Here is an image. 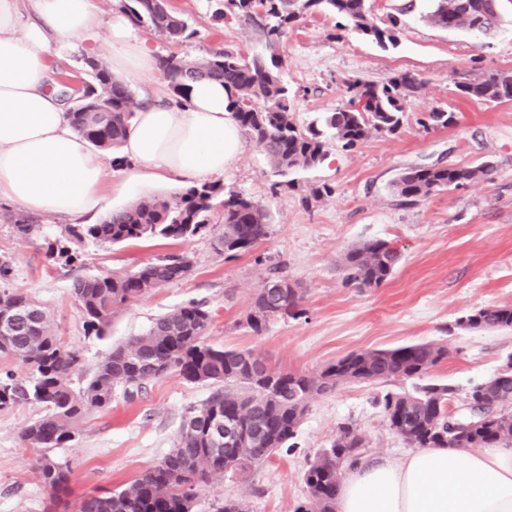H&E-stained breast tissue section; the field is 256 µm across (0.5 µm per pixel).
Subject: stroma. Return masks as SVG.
<instances>
[{
    "instance_id": "stroma-1",
    "label": "stroma",
    "mask_w": 512,
    "mask_h": 512,
    "mask_svg": "<svg viewBox=\"0 0 512 512\" xmlns=\"http://www.w3.org/2000/svg\"><path fill=\"white\" fill-rule=\"evenodd\" d=\"M370 0L375 23L399 16L396 47L384 50L351 29H337V16L315 11L289 28L277 54L295 93L293 119L306 127L347 106L350 78L383 82L410 73L424 86L410 98L408 121L394 135H377L353 149L334 142L317 168L277 182L264 153L245 143L219 181L257 201L270 214L268 237L251 252L231 257L210 225L187 240L141 239L119 244L85 242L75 260L60 256L69 243V221L36 215L29 237L5 219L0 204V260L11 272L0 286L29 295L51 317L61 342L81 358L74 385H83L112 347L144 334L154 319L184 302H203L210 314L208 343L251 353L267 366L315 372L353 351L391 349L413 343L446 346L448 355L431 369L429 380L452 385L448 411L460 415L471 385L495 375L512 355V330H465L458 321L487 305L512 306V101L489 103L461 97L455 84L486 71L512 73V0H498L500 22L489 35L443 30L427 23L432 0ZM193 35L178 47L144 27L136 28L157 55L178 51L199 58L216 49L250 57L265 40L254 24L231 15L224 0H169ZM83 43L53 52L49 78L62 96L86 77ZM435 108L458 115L456 125L424 129L418 119ZM442 162L494 166L488 181L401 203L392 191L406 166ZM129 168L109 169L101 195L106 212L146 197H169L178 188L159 181L143 187ZM326 184L331 196L310 199L312 187ZM372 239L402 253L400 265L380 287L346 285L344 254ZM187 255L185 278L132 298L117 308L106 338L85 334L71 294L75 279L129 273L158 258ZM284 268L303 296V317L275 318L262 335L246 324L253 299L273 267ZM412 380L349 382L317 395L290 450L245 471H229L197 490L200 512H215L224 499L248 512H295L307 495L302 474L316 452L328 447L339 423H352L365 439L371 459L398 457L407 444L382 421L377 397L411 392ZM214 391L170 374L145 382L134 398L116 390L110 408L85 414L73 446L55 449L71 463L69 489L53 498L38 466L39 454L24 444L21 431L43 410L31 404L0 409V512H75L85 495L131 484L174 447L191 407Z\"/></svg>"
}]
</instances>
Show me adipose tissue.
I'll use <instances>...</instances> for the list:
<instances>
[{
    "label": "adipose tissue",
    "mask_w": 512,
    "mask_h": 512,
    "mask_svg": "<svg viewBox=\"0 0 512 512\" xmlns=\"http://www.w3.org/2000/svg\"><path fill=\"white\" fill-rule=\"evenodd\" d=\"M115 71L137 78L159 58L120 10L95 0H0V202L68 217L99 211L106 164L72 128L47 81L55 47L95 41ZM243 148L224 85L187 81L180 99L154 97L136 112L120 146L133 176L191 183L223 174ZM336 512H512V447L417 448L350 469Z\"/></svg>",
    "instance_id": "1"
}]
</instances>
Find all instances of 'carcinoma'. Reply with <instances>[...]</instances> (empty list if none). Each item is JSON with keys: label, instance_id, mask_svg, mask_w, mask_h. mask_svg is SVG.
I'll return each instance as SVG.
<instances>
[{"label": "carcinoma", "instance_id": "carcinoma-1", "mask_svg": "<svg viewBox=\"0 0 512 512\" xmlns=\"http://www.w3.org/2000/svg\"><path fill=\"white\" fill-rule=\"evenodd\" d=\"M132 23L145 27L172 44L192 36L187 21L169 9L166 0H120ZM226 8L246 20L261 18L266 53L246 58L217 50L198 61L175 53L160 57L161 69L173 96L185 82L207 77L219 80L229 93L232 112L243 135L270 161L279 176L317 167L333 141L354 148L374 135H395L407 120L406 104L423 83L408 73L385 82L360 78L345 81L348 105L323 117L321 127L299 129L293 122V94L276 55V45L288 28L309 10H325L351 23L378 46L396 44L397 19L389 25L374 22L367 0H227ZM445 30L489 34L499 22L496 0H435L426 15ZM92 81L82 86L68 115L73 129L91 145L119 156L140 100L108 67L89 61ZM465 98L487 102L512 100V75L490 71L456 84ZM425 128H448L456 113L434 109L417 119ZM494 167L411 166L393 184L405 204H415L451 187L490 180ZM224 207L221 240L224 253L247 252L269 234L266 210L217 182H198L172 197H149L118 210L97 224H78L70 234L79 242L91 239L117 244L145 237L186 240L210 224L216 204ZM7 220L27 237L32 219L10 213ZM400 253L385 240L366 241L349 249L343 258L346 284L358 289L378 288L392 274ZM191 269L185 255H170L147 263L132 273L78 278L73 283L86 334L106 335L115 310L130 299L182 279ZM302 296L284 275L265 279L254 299L248 327L261 334L276 317L300 313ZM0 308L12 325L0 332V357L26 366L20 376L0 374V407L20 403L40 405L44 414L22 433V441L40 454L39 468L53 496L65 493L69 461L51 454L73 445L76 425L88 412L111 407L114 391L130 390L144 382L176 372L190 383L222 384L198 408L190 411L174 448L129 486L85 497L77 512H195L196 488L226 471H245L266 461L292 439L316 394L343 382L423 379L447 355L443 345L413 344L395 349L352 352L315 373L285 372L267 367L249 353L207 343L203 332L210 320L204 304L190 301L159 316L147 333L112 348L85 384L76 389L72 376L80 365L77 353L67 349L53 332L44 309L23 293L0 292ZM459 325L471 329H512V306H484L463 317ZM507 368L473 385L465 394L480 413L464 418L448 414L454 388L424 383L412 394L389 391L380 400L388 428L413 448L451 446L475 448L486 444L512 446V355ZM226 417L234 436L217 446L207 437L215 417ZM365 453L364 439L349 423L338 426L329 447L316 453L303 474L308 492L297 512H335L343 464H355Z\"/></svg>", "mask_w": 512, "mask_h": 512}]
</instances>
